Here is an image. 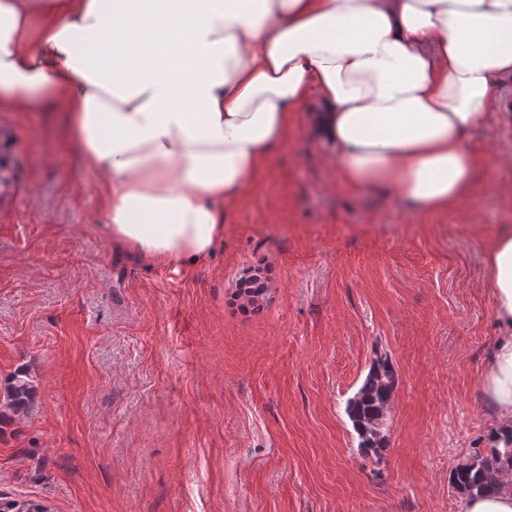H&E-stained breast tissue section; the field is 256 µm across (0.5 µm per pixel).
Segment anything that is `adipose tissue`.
I'll return each mask as SVG.
<instances>
[{
	"instance_id": "1",
	"label": "adipose tissue",
	"mask_w": 512,
	"mask_h": 512,
	"mask_svg": "<svg viewBox=\"0 0 512 512\" xmlns=\"http://www.w3.org/2000/svg\"><path fill=\"white\" fill-rule=\"evenodd\" d=\"M512 74V0H0V112L57 107L113 243L204 262L310 97L339 179L461 204L470 131ZM500 328L482 389L512 429V229L484 253Z\"/></svg>"
}]
</instances>
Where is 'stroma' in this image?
I'll return each mask as SVG.
<instances>
[{"label":"stroma","instance_id":"1","mask_svg":"<svg viewBox=\"0 0 512 512\" xmlns=\"http://www.w3.org/2000/svg\"><path fill=\"white\" fill-rule=\"evenodd\" d=\"M298 115L205 262L117 251L103 179L51 105L0 112V495L49 512H462L455 466L497 420L482 391L498 328L485 249L512 225V126L456 208L351 191ZM262 269L260 307L234 297ZM398 382L387 451L360 454L345 403L377 355ZM36 387L25 369L14 372L7 383L6 406L14 415H23L32 403Z\"/></svg>","mask_w":512,"mask_h":512}]
</instances>
